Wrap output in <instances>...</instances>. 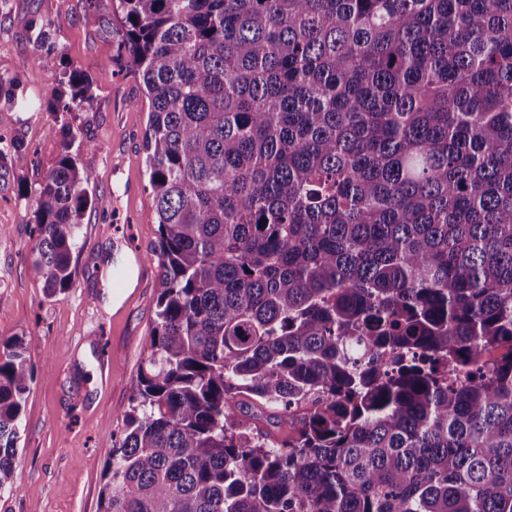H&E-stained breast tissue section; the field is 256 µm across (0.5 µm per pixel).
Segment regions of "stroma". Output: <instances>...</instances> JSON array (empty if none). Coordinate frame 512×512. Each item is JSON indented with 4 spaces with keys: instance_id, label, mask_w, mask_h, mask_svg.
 Segmentation results:
<instances>
[{
    "instance_id": "35a3bbf8",
    "label": "stroma",
    "mask_w": 512,
    "mask_h": 512,
    "mask_svg": "<svg viewBox=\"0 0 512 512\" xmlns=\"http://www.w3.org/2000/svg\"><path fill=\"white\" fill-rule=\"evenodd\" d=\"M115 0H0V77L35 108L12 112L0 135L27 153L0 161V339L30 340L35 379L20 427L17 492L0 512H99L113 439L123 429L130 383L143 362L158 294L157 226L143 147L149 105L121 45ZM47 25L51 54L35 60L31 21ZM89 63L96 109L76 125L94 203L72 252L73 283L47 295L30 274L37 188L64 137L50 106L68 68ZM134 261L126 287L112 285L113 257Z\"/></svg>"
}]
</instances>
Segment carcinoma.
<instances>
[{"label":"carcinoma","mask_w":512,"mask_h":512,"mask_svg":"<svg viewBox=\"0 0 512 512\" xmlns=\"http://www.w3.org/2000/svg\"><path fill=\"white\" fill-rule=\"evenodd\" d=\"M117 9L160 274L100 512H512V0ZM90 67L60 118L94 110ZM63 125L34 192L50 296L93 204ZM29 347L0 341V491Z\"/></svg>","instance_id":"carcinoma-1"}]
</instances>
